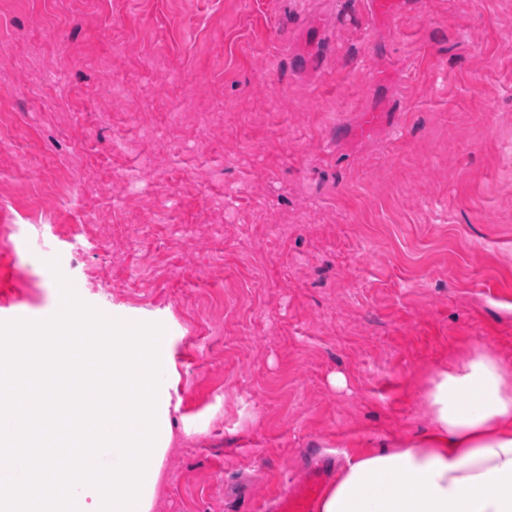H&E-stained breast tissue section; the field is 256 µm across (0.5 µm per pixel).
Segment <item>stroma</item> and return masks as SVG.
Here are the masks:
<instances>
[{
    "label": "stroma",
    "instance_id": "stroma-1",
    "mask_svg": "<svg viewBox=\"0 0 512 512\" xmlns=\"http://www.w3.org/2000/svg\"><path fill=\"white\" fill-rule=\"evenodd\" d=\"M398 2L9 6L0 321L52 317L60 273L165 327L151 512H259L351 440L419 431L420 371L475 341L512 358V0ZM369 107L389 121L356 140ZM62 176L88 236L29 208Z\"/></svg>",
    "mask_w": 512,
    "mask_h": 512
}]
</instances>
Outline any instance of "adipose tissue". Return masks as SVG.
<instances>
[{
  "label": "adipose tissue",
  "instance_id": "1",
  "mask_svg": "<svg viewBox=\"0 0 512 512\" xmlns=\"http://www.w3.org/2000/svg\"><path fill=\"white\" fill-rule=\"evenodd\" d=\"M424 399L420 432L360 445L316 512H512V361L472 344Z\"/></svg>",
  "mask_w": 512,
  "mask_h": 512
}]
</instances>
